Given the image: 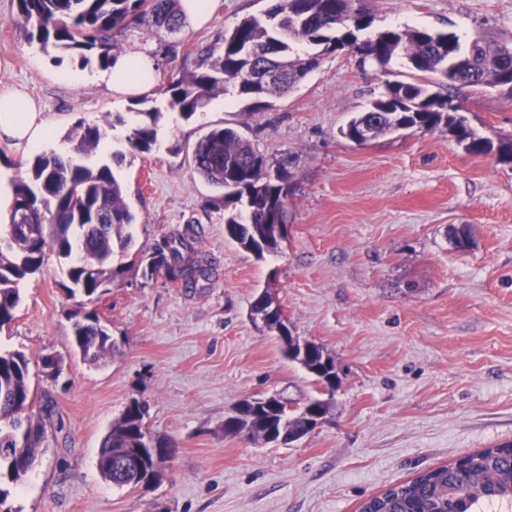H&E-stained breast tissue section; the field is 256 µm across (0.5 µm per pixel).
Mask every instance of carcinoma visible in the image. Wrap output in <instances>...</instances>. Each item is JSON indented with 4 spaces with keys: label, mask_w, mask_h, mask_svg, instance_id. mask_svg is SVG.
I'll list each match as a JSON object with an SVG mask.
<instances>
[{
    "label": "carcinoma",
    "mask_w": 512,
    "mask_h": 512,
    "mask_svg": "<svg viewBox=\"0 0 512 512\" xmlns=\"http://www.w3.org/2000/svg\"><path fill=\"white\" fill-rule=\"evenodd\" d=\"M16 22L29 42L40 50H79L94 53L106 69L122 52L118 38L131 29H163L173 34L184 27L180 0H15ZM360 0H271L263 16H250L224 33L220 46L200 53L197 70L172 79L160 90L168 109L189 119L209 101L231 90L260 111L269 98L293 89L316 69L328 52L351 47L360 62L387 68L401 57L416 73L435 76L463 87L495 88L500 77L512 75V46L482 38L462 47L459 39L428 28H395L358 41L356 32L371 24L369 13L358 8ZM288 60L287 77L268 85L255 83L251 72L259 66ZM433 82L393 81L371 101L364 112L353 116L341 134L351 140L363 124L373 137L407 129H444L471 154L497 151L512 157V143L494 145L478 137L460 114L453 99L432 89ZM154 99L136 101L128 142L139 153H149L158 144L161 109ZM72 153L62 156L43 152L35 156L27 175L14 184V210L0 244V330L14 319L20 304V284L42 270L46 249L68 260L79 249V261L70 264L67 275L76 293L93 302L108 290L119 269L113 267L116 253H125L131 243L127 229L136 215L125 199L124 185L113 168L92 164L101 140L96 124L80 122L65 136ZM195 170L208 182L224 187V230L241 248L262 258L281 247L274 224L285 214L288 171L270 172L264 157L233 127L215 126L196 144ZM198 232L167 237L140 258L142 275L164 273L174 283L192 288L212 274L211 262L195 246ZM283 345L285 356L298 363L323 390L333 393L339 377L331 366L332 356L316 345V360L300 358V337L277 321L270 325ZM72 347L83 361L95 364L115 353L108 326L95 311L72 323ZM31 359L20 351L0 352V449L17 443L26 430L29 443L20 448L31 459L42 448V437L51 424L52 407L42 404L21 416L18 399L32 397L29 377ZM224 420V432L244 433L254 442L270 443V432L298 434L306 426L307 413L325 416L329 402L309 398L291 407L276 394L244 400ZM145 421L138 406L127 405L112 422L99 448L96 465L102 477L123 486L117 464L104 461L116 448H130L141 436ZM15 463L0 456V507L8 486L19 485L13 476ZM512 504V443L473 452L445 465L425 471L412 480L392 486L363 502L360 512H478L483 504Z\"/></svg>",
    "instance_id": "1"
}]
</instances>
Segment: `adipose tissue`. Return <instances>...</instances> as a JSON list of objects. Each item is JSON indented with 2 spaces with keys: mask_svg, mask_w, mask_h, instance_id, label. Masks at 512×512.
<instances>
[{
  "mask_svg": "<svg viewBox=\"0 0 512 512\" xmlns=\"http://www.w3.org/2000/svg\"><path fill=\"white\" fill-rule=\"evenodd\" d=\"M157 72V59L148 50L134 47L116 57L97 81L116 98H128L150 88ZM21 157L48 149H60L54 121L41 102L26 88L0 90V143Z\"/></svg>",
  "mask_w": 512,
  "mask_h": 512,
  "instance_id": "1",
  "label": "adipose tissue"
}]
</instances>
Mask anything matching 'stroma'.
<instances>
[{
    "mask_svg": "<svg viewBox=\"0 0 512 512\" xmlns=\"http://www.w3.org/2000/svg\"><path fill=\"white\" fill-rule=\"evenodd\" d=\"M368 32L426 27L461 44L512 42V0H365ZM268 0H220L203 26L174 36L136 29L124 48L158 52L155 85L196 70L201 49L260 15ZM14 0H0V88L25 85L57 122L99 125L120 158L116 172L137 216L109 290L93 304L120 348L99 365L72 350L83 308L66 265L47 251L41 273L20 285L0 349L31 356L36 404L52 401L62 430L6 501L11 512H358L368 497L449 460L512 442V162L473 155L442 130H408L355 144L340 133L384 89L416 81L405 60L360 65L351 49L324 55L298 88L259 112L236 95L213 98L192 118L165 111L159 144L128 142L131 100L94 82L67 84L71 60L29 44ZM468 125L512 141V88L452 90ZM239 130L271 168H286L288 236L257 258L224 232V188L195 170L192 152L211 127ZM199 232L210 278L185 288L131 266L163 237ZM465 230L458 248L454 230ZM270 290L294 335L324 347L340 385L325 423L286 445L224 431L246 398H317L319 386L284 357L275 333L250 315ZM60 361L58 377L41 363ZM134 399L150 430L175 452L162 480L131 489L95 464L109 425Z\"/></svg>",
    "mask_w": 512,
    "mask_h": 512,
    "instance_id": "1",
    "label": "stroma"
}]
</instances>
